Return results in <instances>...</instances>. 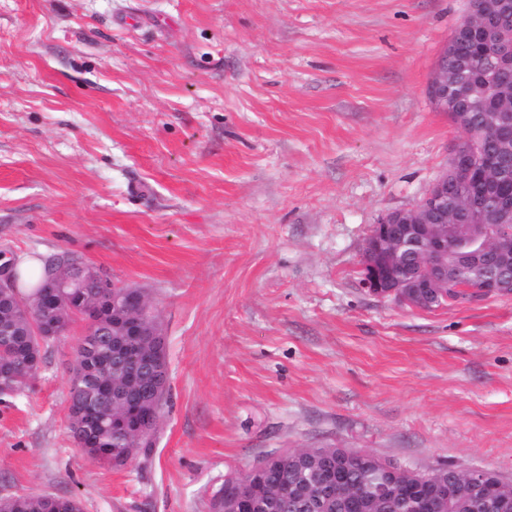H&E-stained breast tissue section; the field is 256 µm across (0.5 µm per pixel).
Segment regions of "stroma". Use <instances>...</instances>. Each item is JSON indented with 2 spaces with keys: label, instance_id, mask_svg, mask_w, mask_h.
Here are the masks:
<instances>
[{
  "label": "stroma",
  "instance_id": "obj_1",
  "mask_svg": "<svg viewBox=\"0 0 512 512\" xmlns=\"http://www.w3.org/2000/svg\"><path fill=\"white\" fill-rule=\"evenodd\" d=\"M469 0H0V260L67 253L165 339L152 447L68 429L76 323L0 400V495L212 512L269 455L349 448L512 481V294H365V241L461 133L428 84Z\"/></svg>",
  "mask_w": 512,
  "mask_h": 512
}]
</instances>
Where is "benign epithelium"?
<instances>
[{
    "instance_id": "benign-epithelium-1",
    "label": "benign epithelium",
    "mask_w": 512,
    "mask_h": 512,
    "mask_svg": "<svg viewBox=\"0 0 512 512\" xmlns=\"http://www.w3.org/2000/svg\"><path fill=\"white\" fill-rule=\"evenodd\" d=\"M512 17V0H470L467 26L473 44L482 55L495 59L501 84L490 105L493 122L475 126L468 113L453 118L462 137L451 151L448 169L432 183L426 195L412 208L387 213L373 225L363 249L360 288L368 295L404 301L428 308L435 297L447 296L456 280V268L505 267L512 264V233L500 228L512 222V194L498 191V223H490L481 193L496 189L494 174L507 172L509 154L503 151L475 154V146L488 133L499 143L512 142V36L505 22ZM457 54L456 44L448 42L432 74L428 90L435 106L448 108V92L456 75L448 70V57ZM110 298L99 299L97 309L86 317L87 333L96 332L101 311L121 307L117 323L127 336H142L156 347L162 341L159 329L147 328L140 312L146 304L138 290L112 285ZM156 427L151 415L140 404L131 405L130 415L112 421V436L126 443L134 453L152 439ZM424 493L414 497L416 512H454L456 500L474 499L483 512H512V483L487 470L457 473L453 490L441 477L429 475L420 480ZM349 486L347 471L329 469L315 475L308 491L318 502L343 494L345 512H370V500Z\"/></svg>"
}]
</instances>
